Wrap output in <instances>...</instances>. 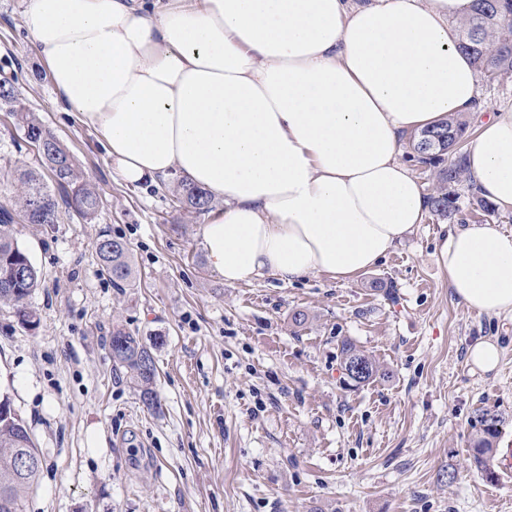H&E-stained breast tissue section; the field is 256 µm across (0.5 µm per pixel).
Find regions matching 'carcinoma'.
Listing matches in <instances>:
<instances>
[{"label": "carcinoma", "mask_w": 512, "mask_h": 512, "mask_svg": "<svg viewBox=\"0 0 512 512\" xmlns=\"http://www.w3.org/2000/svg\"><path fill=\"white\" fill-rule=\"evenodd\" d=\"M458 49L465 53L478 74L489 82L512 74V0H473L471 12L459 21ZM0 101L12 105L11 112L28 141L39 145L43 163L53 175L57 193L47 190L42 175L29 169L17 173L13 207L0 206V303L16 308L21 323L33 327L36 313L27 307L26 300L38 286L40 270L33 264L25 249L13 237L11 224L22 215L29 224H54L59 203L63 202L86 219L95 217L101 199L97 190L81 180L74 156L57 137L44 126L36 113L18 103L12 79H0ZM469 125L456 114L440 118L432 126L414 132L410 146L418 163L436 169V186L427 197L430 211L451 219L459 210L455 187L468 178L467 155L462 145L468 138ZM179 201L191 213L211 209V196L203 189L181 182ZM96 255L115 288H127L134 269L126 244L116 238L103 236ZM25 264L27 275L13 279L15 266ZM112 358L129 373L140 388L142 402L149 409H158L151 384L155 377V363L151 351L137 337L116 328L110 343ZM341 366L347 378L358 386L376 378H384L387 371L370 356L360 351L349 340L341 341ZM362 365L354 375L350 366ZM478 436L471 448L476 467L485 480L493 482L497 473L490 460L494 443L501 434L504 417L487 409L476 414ZM40 454L23 419L13 407L8 394L0 393V512H24L25 500L38 484L42 467L25 475L17 474V456L22 449Z\"/></svg>", "instance_id": "cac0c4a2"}]
</instances>
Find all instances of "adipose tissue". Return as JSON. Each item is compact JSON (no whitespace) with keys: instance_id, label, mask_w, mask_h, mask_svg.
Instances as JSON below:
<instances>
[{"instance_id":"1","label":"adipose tissue","mask_w":512,"mask_h":512,"mask_svg":"<svg viewBox=\"0 0 512 512\" xmlns=\"http://www.w3.org/2000/svg\"><path fill=\"white\" fill-rule=\"evenodd\" d=\"M57 102L129 185L179 174L223 199L201 228L226 283L347 280L426 199L401 137L473 111L454 20L472 0H22ZM473 183L512 210V113L482 121ZM435 260L476 315H512V234L452 228Z\"/></svg>"}]
</instances>
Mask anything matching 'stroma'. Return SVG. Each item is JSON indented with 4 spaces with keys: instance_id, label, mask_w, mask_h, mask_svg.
<instances>
[{
    "instance_id": "stroma-1",
    "label": "stroma",
    "mask_w": 512,
    "mask_h": 512,
    "mask_svg": "<svg viewBox=\"0 0 512 512\" xmlns=\"http://www.w3.org/2000/svg\"><path fill=\"white\" fill-rule=\"evenodd\" d=\"M1 74L101 197L90 220L64 207L57 223L12 226L42 273L37 326L0 305V392L43 458L25 512H512V472L487 482L470 457L480 409L505 417L497 453L512 451V317L475 315L449 288L434 258L446 220L426 215L346 282L231 285L207 262L205 215L176 200L179 178L125 185L55 102L19 0H0ZM39 163L0 103V205ZM104 234L126 244L131 287L102 273ZM116 326L150 348L160 412L113 360ZM482 338L502 349L489 373L467 362ZM345 339L389 377L350 385Z\"/></svg>"
}]
</instances>
